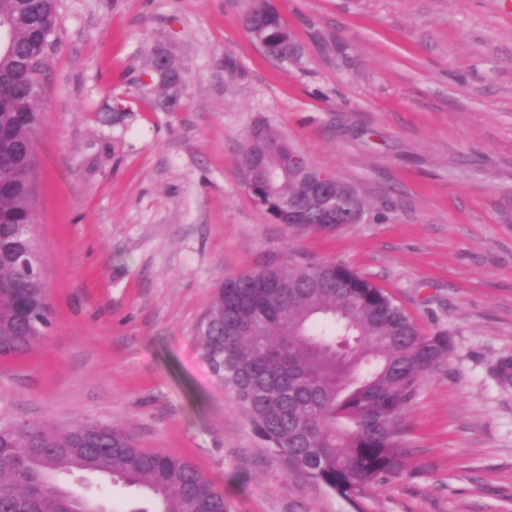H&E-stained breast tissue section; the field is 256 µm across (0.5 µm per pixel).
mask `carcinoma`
I'll return each mask as SVG.
<instances>
[{"label": "carcinoma", "mask_w": 512, "mask_h": 512, "mask_svg": "<svg viewBox=\"0 0 512 512\" xmlns=\"http://www.w3.org/2000/svg\"><path fill=\"white\" fill-rule=\"evenodd\" d=\"M59 0H0L9 23L0 47V353L35 350L49 324L41 270L22 272L17 253L39 261L33 234L15 237L17 224L35 223L36 159L32 142L36 102L47 81L48 51ZM250 35L269 57L288 60L279 13L267 4L248 9ZM152 69L168 87L180 72L164 52ZM269 178L253 184L270 220L280 222L279 199L305 215L286 228L320 233L319 199L308 195L270 160ZM349 211L369 210L350 184L336 181ZM263 323L262 343L240 325ZM202 359H224L221 385L235 389L255 433L288 464L346 499L381 487L406 471L403 413L419 379L448 359L443 333L426 334L406 310L341 262L278 260L230 277L217 289L198 330ZM144 493L142 512H224V495L188 461L148 453L119 427L86 423L49 429L26 421L0 426V509L8 512H112V503L79 492L94 480Z\"/></svg>", "instance_id": "1"}]
</instances>
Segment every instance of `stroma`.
I'll list each match as a JSON object with an SVG mask.
<instances>
[{"label":"stroma","instance_id":"obj_1","mask_svg":"<svg viewBox=\"0 0 512 512\" xmlns=\"http://www.w3.org/2000/svg\"><path fill=\"white\" fill-rule=\"evenodd\" d=\"M60 0L33 134L52 318L0 361V425L110 423L191 462L226 512H512V0ZM165 48L182 71L150 77ZM265 123L353 184L365 224L271 222L237 161ZM342 262L446 333L405 414L407 472L347 499L292 471L202 360L225 278L270 256ZM246 12L253 17V24L247 27L252 38L260 44L262 51L269 57L278 61H288L295 58L298 50L288 58V46L284 39L289 38L288 30L285 28L279 13L267 4L254 5Z\"/></svg>","mask_w":512,"mask_h":512}]
</instances>
